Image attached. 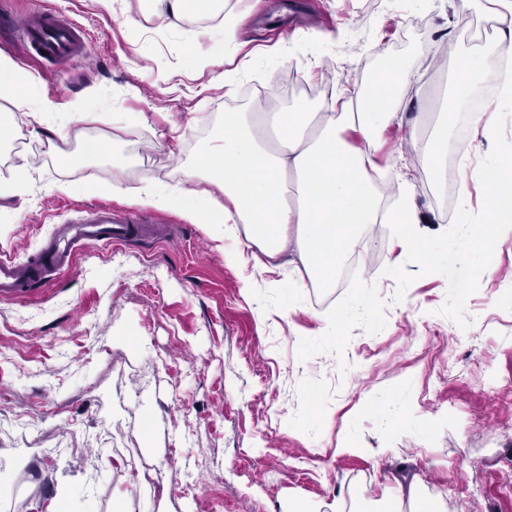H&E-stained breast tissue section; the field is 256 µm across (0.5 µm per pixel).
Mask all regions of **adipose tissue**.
<instances>
[{
	"label": "adipose tissue",
	"mask_w": 512,
	"mask_h": 512,
	"mask_svg": "<svg viewBox=\"0 0 512 512\" xmlns=\"http://www.w3.org/2000/svg\"><path fill=\"white\" fill-rule=\"evenodd\" d=\"M148 11L166 30L179 28L189 18L208 14L223 0H146ZM459 9H474L495 24L497 44L467 51L458 62L457 76L445 99L441 123L466 119L472 131L483 129L482 113H465L464 105L478 84L501 80L506 100H512V79L500 77L496 61L512 47V0H459ZM244 14L231 8L219 24L218 38L203 27L196 35L206 45L195 48L199 67L220 64L237 40ZM406 61L380 69L371 85L345 78L339 97L327 98L320 111L293 105L285 112H228L224 131L207 149L202 171L209 182L224 190V205L202 206L193 191H160L149 183L130 191L149 205L182 211L202 224L243 225L247 246L257 247L253 261L270 271L280 258L301 263L308 276L331 281L344 258L359 243L367 224H394L402 250L421 257L425 271L444 260L445 246L423 236L413 203L412 184L390 172L387 183L371 177L381 167V150L388 126L400 121L404 110L399 87L418 81ZM32 77L0 54V99L21 112L28 133L40 137L46 115L57 111L55 102L40 99L26 104L21 87ZM488 190V217L474 223L468 188L458 195L460 223L471 225L468 241L455 245L460 261L480 277H492L488 263L502 234L512 232V155L495 156L478 174ZM376 512H445L443 504L426 499L416 484L396 486Z\"/></svg>",
	"instance_id": "1"
}]
</instances>
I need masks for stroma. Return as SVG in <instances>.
Returning <instances> with one entry per match:
<instances>
[{
	"label": "stroma",
	"instance_id": "35a3bbf8",
	"mask_svg": "<svg viewBox=\"0 0 512 512\" xmlns=\"http://www.w3.org/2000/svg\"><path fill=\"white\" fill-rule=\"evenodd\" d=\"M250 12L222 68H196L183 30L155 39L143 0H0L21 20L46 7L83 28L89 52L48 67L19 31L0 54L31 74L28 99L58 111L40 161L0 151V186L25 170L23 194L0 196V256L35 258L57 225L90 208L136 213L158 241L93 242L69 271L0 297V512H332L420 480L447 512H512V307L497 278H472L456 254L433 274L371 224L352 276L311 283L235 258L237 239L181 211L123 195L142 181L175 187L199 167L228 112L259 95L316 111L347 73L369 79L382 49L419 67L398 96L414 117L439 109L458 52L493 42L479 12L450 0H245ZM237 70L236 92L214 82ZM321 97H313V90ZM94 113L80 122L78 111ZM488 136L473 165L512 147V105L489 95ZM112 151L83 161L87 135ZM457 173L413 180L426 236L464 240ZM399 261L402 271L391 275ZM379 298L354 312L361 288ZM349 311L338 339L320 314ZM365 451L336 454L342 436ZM162 474L166 498L133 484Z\"/></svg>",
	"mask_w": 512,
	"mask_h": 512
}]
</instances>
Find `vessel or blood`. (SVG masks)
Here are the masks:
<instances>
[{
    "label": "vessel or blood",
    "mask_w": 512,
    "mask_h": 512,
    "mask_svg": "<svg viewBox=\"0 0 512 512\" xmlns=\"http://www.w3.org/2000/svg\"><path fill=\"white\" fill-rule=\"evenodd\" d=\"M0 25L18 26L32 52L42 55L49 64L88 52L80 28L53 10L37 12L18 23L6 17L0 19ZM138 228V218H116L111 208L106 206L98 207L91 218L80 223L60 225L42 249L41 259L18 261L11 257L0 258V295H18L25 286L41 280L47 268L68 266L83 244L123 243Z\"/></svg>",
    "instance_id": "vessel-or-blood-1"
}]
</instances>
